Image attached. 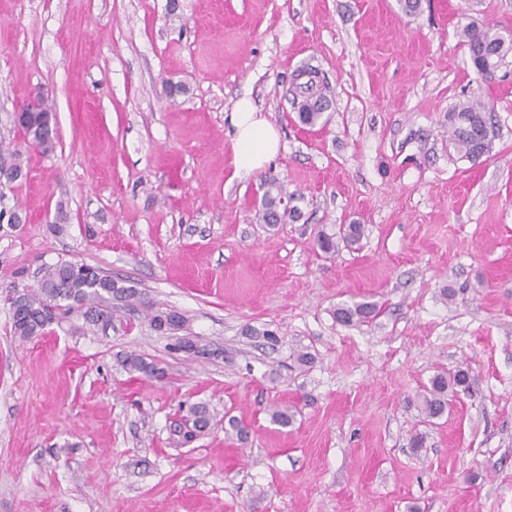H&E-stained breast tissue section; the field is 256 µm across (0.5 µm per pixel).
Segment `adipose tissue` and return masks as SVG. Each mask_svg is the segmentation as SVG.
<instances>
[{"label":"adipose tissue","mask_w":512,"mask_h":512,"mask_svg":"<svg viewBox=\"0 0 512 512\" xmlns=\"http://www.w3.org/2000/svg\"><path fill=\"white\" fill-rule=\"evenodd\" d=\"M231 124L230 144L238 175H250L276 156L279 134L251 98L245 96L235 101Z\"/></svg>","instance_id":"obj_1"}]
</instances>
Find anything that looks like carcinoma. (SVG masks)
Listing matches in <instances>:
<instances>
[{
	"instance_id": "cac0c4a2",
	"label": "carcinoma",
	"mask_w": 512,
	"mask_h": 512,
	"mask_svg": "<svg viewBox=\"0 0 512 512\" xmlns=\"http://www.w3.org/2000/svg\"><path fill=\"white\" fill-rule=\"evenodd\" d=\"M467 48L469 59L476 71L484 78L494 76L508 53L512 52V32L503 34L480 28L473 24L463 26L458 33ZM304 99L299 112L302 124L313 126L322 118L323 102L326 95L316 77H307L295 84ZM33 108L20 123L24 140L28 144L49 151L53 147L50 129L43 126L41 117L50 113L44 95H38L28 103ZM492 108L479 98H468L459 102L448 112V137L456 151L469 160H477L490 152L493 136L491 122ZM267 185L262 208L257 219L264 224H286L298 218L295 209L284 204L288 195L283 185L272 177L265 180ZM364 235V225L348 224L339 230V235L320 232L318 248L324 253H333L339 242H358ZM14 334L22 340H31L45 333L46 328L56 319L69 315L81 316L86 324L105 331L124 310L145 312L150 324L165 327L170 335L185 329L186 320L174 308L158 307L141 298L131 285L115 280L104 274L98 267L81 263L75 267L69 261H58L40 271L37 288L17 290L9 298ZM378 315L377 305L360 302L351 306L338 307L334 319L344 325L366 323ZM122 366L130 371L150 377H157L161 371L145 358L129 354L121 360ZM470 377L465 369L449 376L438 373L430 385L419 394V408L426 418H438L449 405V397L469 388ZM187 420L192 428H176L174 432L186 444L198 433L209 427L212 416L206 404L197 403L189 408Z\"/></svg>"
}]
</instances>
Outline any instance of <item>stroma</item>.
Wrapping results in <instances>:
<instances>
[{
    "instance_id": "35a3bbf8",
    "label": "stroma",
    "mask_w": 512,
    "mask_h": 512,
    "mask_svg": "<svg viewBox=\"0 0 512 512\" xmlns=\"http://www.w3.org/2000/svg\"><path fill=\"white\" fill-rule=\"evenodd\" d=\"M472 21L512 30V0H422L413 17L397 0H0V154L23 168L0 188L22 217L0 223V512H512V53L482 80L458 37ZM307 64L330 87L312 127L291 95ZM38 92L48 153L14 125ZM246 94L281 146L239 178ZM474 95L495 130L476 163L447 121ZM269 177L296 221L258 222ZM343 224L362 240L321 252ZM61 259L176 308L184 336L135 312L20 340L6 296ZM354 302L380 313L335 322ZM461 367L469 391L423 421L419 393ZM196 403L211 426L178 446Z\"/></svg>"
}]
</instances>
